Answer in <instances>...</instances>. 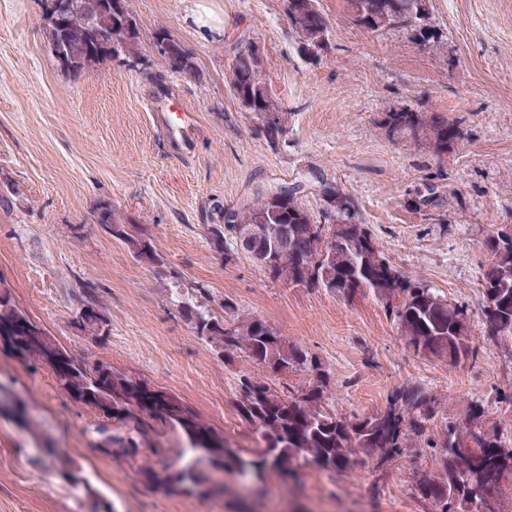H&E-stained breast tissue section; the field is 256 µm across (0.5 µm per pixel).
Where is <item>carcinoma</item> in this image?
Masks as SVG:
<instances>
[{
	"instance_id": "1",
	"label": "carcinoma",
	"mask_w": 512,
	"mask_h": 512,
	"mask_svg": "<svg viewBox=\"0 0 512 512\" xmlns=\"http://www.w3.org/2000/svg\"><path fill=\"white\" fill-rule=\"evenodd\" d=\"M352 22L373 32L388 29H412L420 45L435 35L430 25L428 0H347ZM288 19L301 40V48H322L326 44L328 23L318 9V0H289ZM49 43L62 39L72 52V73L95 65L116 52H133L139 38L136 21L123 0H113L112 18L95 22L76 12L67 16L63 26L47 23ZM231 89L247 111L266 114L277 104L262 82L256 51L236 55L230 72ZM385 124L390 134L424 142L437 151L460 138L458 124L436 113L413 110L390 111ZM237 223L214 224L208 233L214 244L224 246V233L238 241L246 225L263 216L270 224L288 225V241L299 251L269 264L256 260L272 278L293 286L322 288L330 294L348 296L371 294L385 315L397 326L413 353L422 357L447 358L451 362L474 360L480 346L469 335L467 311L448 302L434 288L413 279L393 267L380 250L376 239L364 224L352 225L351 243H342L337 232L322 233L323 225L313 223L309 212L297 197L285 203L268 198L235 211ZM97 222L111 237L128 244L138 261L154 265L161 256L146 241L131 237L123 224L114 223L112 209L99 210ZM486 247L492 255L484 271L481 313L487 336L494 343H512V239L501 233L491 236ZM95 311L79 330L101 335L105 310L96 299L85 304ZM197 336L223 359L244 356L283 379L278 386L243 373L238 378L241 420L253 434L254 447L242 454L237 446L224 440V455L216 467L224 473L256 471L260 479L271 474L299 483L305 467L334 473L346 469L351 457L363 454L376 460V468L402 454L412 439L426 435V422L438 412L436 399L419 385L397 388L390 395L386 410L351 417L341 416L329 407L330 374L319 358L288 341L265 321L243 317L228 328L224 320L201 303L185 305ZM30 317L16 305L10 290L0 283V328L18 325ZM303 371L307 380L301 385L284 382L293 372ZM61 388L77 403L102 411L105 422L93 428L94 435L107 436L121 449L123 457L134 459L140 448L157 445L167 432L181 441L178 461L156 467L139 466L146 485H162L187 474L195 485L207 479L198 443L190 432L193 419L202 416L187 408L186 416L167 420L156 411L142 408L147 381L119 370L102 360L70 359V371L57 376ZM486 411L478 403L468 407L463 417L446 425L433 467L426 482L416 481L419 500L425 512H489V501L500 488L512 484V440L494 427H485ZM472 438L482 449L476 467L464 476L448 453L451 440L462 435Z\"/></svg>"
}]
</instances>
